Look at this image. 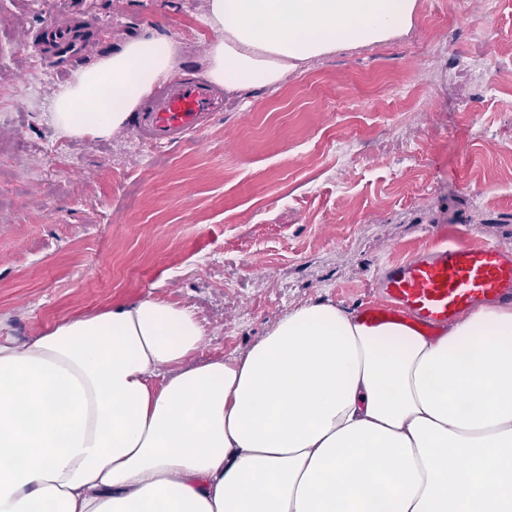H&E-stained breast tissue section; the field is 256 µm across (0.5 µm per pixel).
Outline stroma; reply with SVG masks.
<instances>
[{"instance_id":"stroma-1","label":"stroma","mask_w":512,"mask_h":512,"mask_svg":"<svg viewBox=\"0 0 512 512\" xmlns=\"http://www.w3.org/2000/svg\"><path fill=\"white\" fill-rule=\"evenodd\" d=\"M69 6L95 36L58 66L28 42ZM206 7L0 0V333L152 296L196 311L202 358H230L292 308L373 299L375 269L417 250L512 247V0H417L406 34L225 94L167 149L131 127L58 136L60 86L126 38L172 36L203 77Z\"/></svg>"}]
</instances>
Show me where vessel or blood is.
Returning a JSON list of instances; mask_svg holds the SVG:
<instances>
[{
	"instance_id": "1",
	"label": "vessel or blood",
	"mask_w": 512,
	"mask_h": 512,
	"mask_svg": "<svg viewBox=\"0 0 512 512\" xmlns=\"http://www.w3.org/2000/svg\"><path fill=\"white\" fill-rule=\"evenodd\" d=\"M224 109L209 83L177 78L137 113V130L150 145L178 143L203 130ZM381 295L357 309L366 325L406 323L429 336L480 306L512 302V249L495 243L435 247L381 266L373 277Z\"/></svg>"
}]
</instances>
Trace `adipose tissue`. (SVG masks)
<instances>
[{
    "instance_id": "ef3b65f1",
    "label": "adipose tissue",
    "mask_w": 512,
    "mask_h": 512,
    "mask_svg": "<svg viewBox=\"0 0 512 512\" xmlns=\"http://www.w3.org/2000/svg\"><path fill=\"white\" fill-rule=\"evenodd\" d=\"M417 0H208L205 74L276 86L406 33ZM181 66L164 33L76 67L61 136L124 129ZM188 308L148 297L0 336V512H512V305L430 339L320 299L202 361Z\"/></svg>"
}]
</instances>
